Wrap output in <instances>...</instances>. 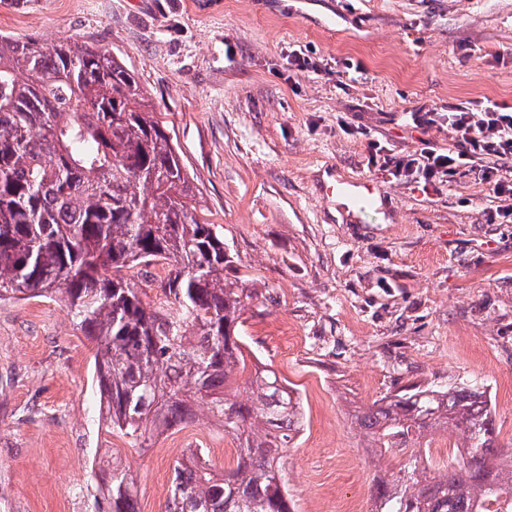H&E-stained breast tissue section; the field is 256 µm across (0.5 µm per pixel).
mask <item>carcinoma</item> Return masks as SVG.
Returning <instances> with one entry per match:
<instances>
[{
    "label": "carcinoma",
    "mask_w": 512,
    "mask_h": 512,
    "mask_svg": "<svg viewBox=\"0 0 512 512\" xmlns=\"http://www.w3.org/2000/svg\"><path fill=\"white\" fill-rule=\"evenodd\" d=\"M231 263L130 68L92 42L0 35V299L56 298L96 342L108 431L145 443L206 403L236 443L222 475L202 454L176 461L167 512H294L286 448L301 397L245 352L249 295L224 279ZM492 415L487 391L465 383L414 385L360 411L369 447L405 454L399 476L375 479L372 512H512V450ZM440 429L458 458L434 472L420 449ZM98 492L110 512H138L119 465Z\"/></svg>",
    "instance_id": "carcinoma-1"
}]
</instances>
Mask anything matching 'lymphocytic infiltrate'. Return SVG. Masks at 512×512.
I'll return each instance as SVG.
<instances>
[{"label":"lymphocytic infiltrate","instance_id":"1","mask_svg":"<svg viewBox=\"0 0 512 512\" xmlns=\"http://www.w3.org/2000/svg\"><path fill=\"white\" fill-rule=\"evenodd\" d=\"M418 127L447 128L451 144H427L411 153H398L378 140L367 143L366 164L388 172L395 180L433 188L455 176L475 170L496 201L487 220L512 223V107L477 100L410 113Z\"/></svg>","mask_w":512,"mask_h":512}]
</instances>
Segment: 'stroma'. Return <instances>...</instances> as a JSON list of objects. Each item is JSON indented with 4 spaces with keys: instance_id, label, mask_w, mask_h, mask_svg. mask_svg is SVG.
Masks as SVG:
<instances>
[{
    "instance_id": "obj_1",
    "label": "stroma",
    "mask_w": 512,
    "mask_h": 512,
    "mask_svg": "<svg viewBox=\"0 0 512 512\" xmlns=\"http://www.w3.org/2000/svg\"><path fill=\"white\" fill-rule=\"evenodd\" d=\"M0 33L106 47L159 111L224 228V276L250 296L241 339L303 400L296 512H370L400 459L353 414L413 383L487 384L512 444V223H487L474 173L434 193L365 166L370 138L448 146L447 129L409 125L415 109L512 106V0H0ZM300 52L320 72L292 65ZM360 177L386 192L363 213L336 194ZM95 351L64 305L0 301V512H76V487L95 512L110 455L139 512H165L186 449L223 473L235 443L207 405L146 448L107 432Z\"/></svg>"
}]
</instances>
